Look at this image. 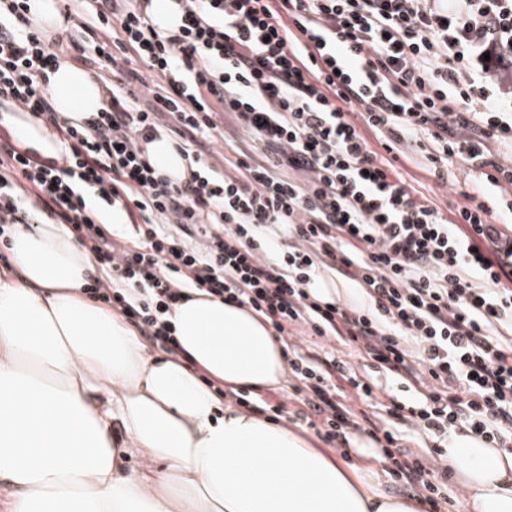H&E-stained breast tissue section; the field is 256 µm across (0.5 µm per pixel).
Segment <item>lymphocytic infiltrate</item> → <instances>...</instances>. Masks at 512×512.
Segmentation results:
<instances>
[{"mask_svg": "<svg viewBox=\"0 0 512 512\" xmlns=\"http://www.w3.org/2000/svg\"><path fill=\"white\" fill-rule=\"evenodd\" d=\"M73 26L46 42L28 0L0 8V111L49 122L45 158L0 136V224H64L114 274L91 298L164 351L193 286L253 310L284 337L337 339L415 391L382 399L326 348L288 360L308 427L330 447L383 436L391 480L448 504V441L512 453V0H64ZM98 65L104 108L61 119L48 92L65 49ZM262 147L210 165L216 113ZM168 137L192 169L173 181L146 144ZM447 181L481 172L443 212L396 158ZM122 207L112 239L85 196ZM290 244L275 250L270 225ZM329 269L359 302L319 292ZM426 436L403 447L402 432ZM150 13L152 22L162 28L172 27L178 20L177 5L174 0H152Z\"/></svg>", "mask_w": 512, "mask_h": 512, "instance_id": "1", "label": "lymphocytic infiltrate"}]
</instances>
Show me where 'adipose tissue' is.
Instances as JSON below:
<instances>
[{"mask_svg": "<svg viewBox=\"0 0 512 512\" xmlns=\"http://www.w3.org/2000/svg\"><path fill=\"white\" fill-rule=\"evenodd\" d=\"M56 112L92 118L105 91L61 60ZM8 124L23 147L59 151L25 112ZM0 267V482L9 512H421L380 489L382 458L330 456L305 436L221 401L206 379L268 390L286 376L285 347L248 308L197 289L168 316L179 354L148 352L136 330L85 295L94 255L63 224L6 229ZM138 454L137 468L126 460ZM468 512H512V454L464 438L448 450Z\"/></svg>", "mask_w": 512, "mask_h": 512, "instance_id": "obj_1", "label": "adipose tissue"}]
</instances>
